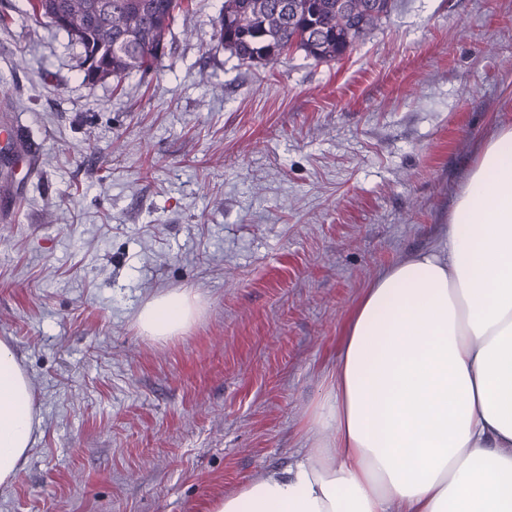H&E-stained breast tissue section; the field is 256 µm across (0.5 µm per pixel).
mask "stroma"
<instances>
[{"label": "stroma", "instance_id": "stroma-1", "mask_svg": "<svg viewBox=\"0 0 512 512\" xmlns=\"http://www.w3.org/2000/svg\"><path fill=\"white\" fill-rule=\"evenodd\" d=\"M26 7L0 0V338L41 435L0 512H210L309 448L376 273L444 245L512 123V0H397L341 60L253 67L194 0L156 68L96 83ZM174 288L200 315L142 336ZM200 309L199 298L187 289L169 290L146 302L136 322L142 335L167 340L184 333Z\"/></svg>", "mask_w": 512, "mask_h": 512}]
</instances>
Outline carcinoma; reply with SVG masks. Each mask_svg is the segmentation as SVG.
<instances>
[{
  "label": "carcinoma",
  "instance_id": "cac0c4a2",
  "mask_svg": "<svg viewBox=\"0 0 512 512\" xmlns=\"http://www.w3.org/2000/svg\"><path fill=\"white\" fill-rule=\"evenodd\" d=\"M185 0H29V19L66 33L91 81L153 68ZM394 8V0H224L218 44L247 66L291 49L308 59H341Z\"/></svg>",
  "mask_w": 512,
  "mask_h": 512
}]
</instances>
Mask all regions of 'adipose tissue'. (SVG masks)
I'll use <instances>...</instances> for the list:
<instances>
[{
	"label": "adipose tissue",
	"mask_w": 512,
	"mask_h": 512,
	"mask_svg": "<svg viewBox=\"0 0 512 512\" xmlns=\"http://www.w3.org/2000/svg\"><path fill=\"white\" fill-rule=\"evenodd\" d=\"M201 309L169 290L142 335L184 333ZM40 428L29 379L0 340V486ZM302 429L307 453L211 512H512V124L485 144L448 214L445 248L381 270Z\"/></svg>",
	"instance_id": "ef3b65f1"
}]
</instances>
